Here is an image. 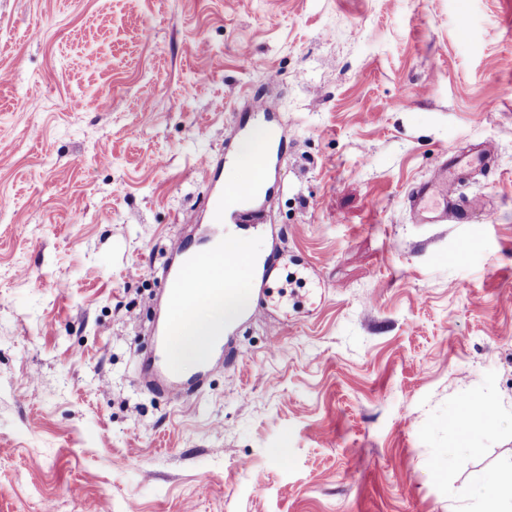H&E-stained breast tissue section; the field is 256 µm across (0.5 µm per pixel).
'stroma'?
I'll use <instances>...</instances> for the list:
<instances>
[{"label":"stroma","instance_id":"1","mask_svg":"<svg viewBox=\"0 0 512 512\" xmlns=\"http://www.w3.org/2000/svg\"><path fill=\"white\" fill-rule=\"evenodd\" d=\"M255 96L252 237L311 278L172 401L156 271ZM485 142L470 221L411 223ZM477 473L512 474V0H0V512H479ZM496 151L490 143H484L472 159L463 161L452 151L442 152L435 174L426 182L416 183L407 191L406 211L414 224H462L473 208L461 201L456 188L465 182L474 168L486 172L496 166ZM489 414L490 411L486 409L480 413H472L471 410L468 409L460 413L458 421L463 430L470 437H476L484 432Z\"/></svg>","mask_w":512,"mask_h":512}]
</instances>
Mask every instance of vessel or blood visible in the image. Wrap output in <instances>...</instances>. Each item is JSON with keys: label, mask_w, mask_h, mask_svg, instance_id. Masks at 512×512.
<instances>
[{"label": "vessel or blood", "mask_w": 512, "mask_h": 512, "mask_svg": "<svg viewBox=\"0 0 512 512\" xmlns=\"http://www.w3.org/2000/svg\"><path fill=\"white\" fill-rule=\"evenodd\" d=\"M286 149L284 140L276 142L257 159L248 180L220 188L213 200L215 219L232 224L227 246H216L205 251H187L183 241L170 243L171 253L178 257L176 265H165L168 283V321L158 338V350L141 370V377L167 399H182L192 385V378L174 371L168 358L169 348L184 329L195 323V305L201 289L209 287L216 269H223L225 281H232L236 268H245L257 293H264L265 285L277 268V259L269 255L252 258L246 249L251 227L261 221L260 201L274 166L275 156ZM496 166V151L491 144H483L472 159L462 160L445 151L438 158L432 179L411 186L406 194L405 207L415 224H461L470 216L472 207L461 201L456 188L465 182L473 169L492 171Z\"/></svg>", "instance_id": "obj_1"}]
</instances>
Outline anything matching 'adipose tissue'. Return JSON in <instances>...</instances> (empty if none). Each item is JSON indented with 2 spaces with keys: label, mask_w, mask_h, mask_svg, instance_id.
I'll return each mask as SVG.
<instances>
[{
  "label": "adipose tissue",
  "mask_w": 512,
  "mask_h": 512,
  "mask_svg": "<svg viewBox=\"0 0 512 512\" xmlns=\"http://www.w3.org/2000/svg\"><path fill=\"white\" fill-rule=\"evenodd\" d=\"M247 299L245 291L224 296L222 300L213 301L201 297L195 308L200 320V327L183 332L173 346V364L177 369H184L197 360L199 349L216 335L222 334L228 322L234 319Z\"/></svg>",
  "instance_id": "ef3b65f1"
}]
</instances>
